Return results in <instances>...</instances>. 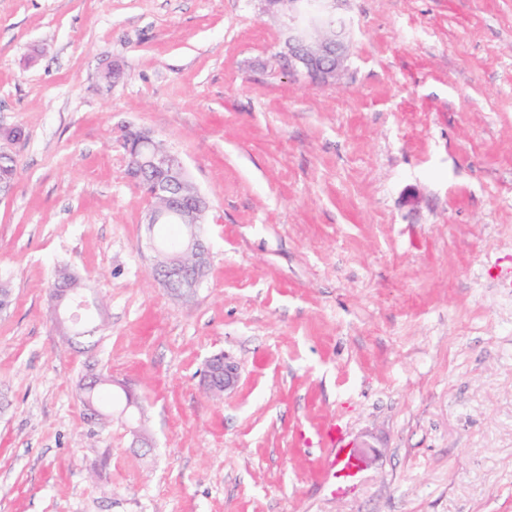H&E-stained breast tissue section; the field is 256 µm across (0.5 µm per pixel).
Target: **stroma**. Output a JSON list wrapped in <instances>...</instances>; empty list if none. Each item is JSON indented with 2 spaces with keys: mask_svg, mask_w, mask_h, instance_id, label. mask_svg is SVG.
<instances>
[{
  "mask_svg": "<svg viewBox=\"0 0 512 512\" xmlns=\"http://www.w3.org/2000/svg\"><path fill=\"white\" fill-rule=\"evenodd\" d=\"M337 12L323 86L283 72L257 0H0V512H512V0ZM131 128L211 201L193 297L148 274L167 229ZM61 267L102 302L92 343L55 324ZM221 352L242 371L217 401ZM129 171L134 176H140L146 170H166L169 174L180 176L188 174L187 168L181 158L168 151L166 153H150L148 159H144L137 145H131L129 149ZM108 383L112 385V380L94 377L83 385L85 406L90 411V417L101 427H105L110 422L111 417V414L103 409L100 404V389ZM321 444L327 448L332 461L331 467L334 470L333 477L336 478V473L343 476V473L349 471L351 468V456L347 448L343 446V434L339 425L334 422L326 424L320 432ZM336 466L340 469L336 471Z\"/></svg>",
  "mask_w": 512,
  "mask_h": 512,
  "instance_id": "35a3bbf8",
  "label": "stroma"
}]
</instances>
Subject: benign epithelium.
<instances>
[{"mask_svg": "<svg viewBox=\"0 0 512 512\" xmlns=\"http://www.w3.org/2000/svg\"><path fill=\"white\" fill-rule=\"evenodd\" d=\"M262 11L279 18L284 33L285 69L288 74L300 76L312 83L334 85L341 77L348 60L350 29L346 21L336 13L338 0H260ZM165 170L174 176L187 174L181 158L171 152H153L143 158L138 146L129 149V171L135 176L146 170ZM190 247L204 261L208 260L209 247L201 231V225H190ZM155 277L163 281L175 293L189 297L202 286L199 271L184 272L178 267H163ZM52 308L56 323L69 326L75 331L81 322L79 311H90L93 304L65 302L57 289H52ZM239 363L227 354L206 363V376H221L224 391L232 390L240 377Z\"/></svg>", "mask_w": 512, "mask_h": 512, "instance_id": "7a95c632", "label": "benign epithelium"}]
</instances>
